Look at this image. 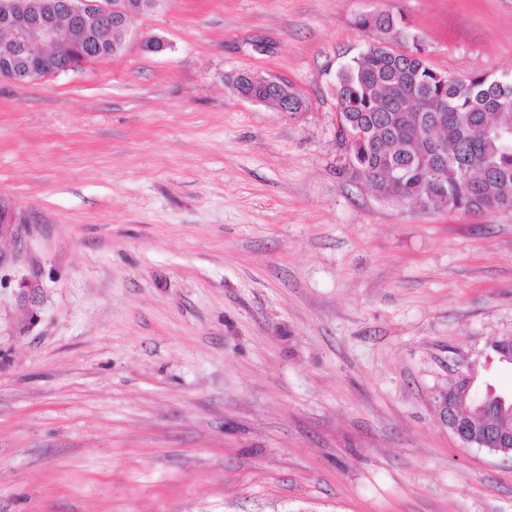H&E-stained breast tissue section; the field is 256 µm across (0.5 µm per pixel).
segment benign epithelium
Returning <instances> with one entry per match:
<instances>
[{"label": "benign epithelium", "mask_w": 512, "mask_h": 512, "mask_svg": "<svg viewBox=\"0 0 512 512\" xmlns=\"http://www.w3.org/2000/svg\"><path fill=\"white\" fill-rule=\"evenodd\" d=\"M162 0H0V57L10 65L12 80L58 74L73 70L98 51L96 34L112 33V54L123 46L129 20L151 11ZM68 44L74 59L66 66L56 63V51ZM236 93L253 102H273L281 112L288 105L304 106L300 93L288 82L252 72H240L229 79ZM28 215L7 199H0V237L22 242ZM472 388V377L461 373L450 387L437 395L441 422L466 448H486L512 452V432L495 424V419L512 413V398L503 395L484 400L477 410L486 421L478 426L458 412V398Z\"/></svg>", "instance_id": "1"}]
</instances>
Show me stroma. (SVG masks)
Instances as JSON below:
<instances>
[{"instance_id": "35a3bbf8", "label": "stroma", "mask_w": 512, "mask_h": 512, "mask_svg": "<svg viewBox=\"0 0 512 512\" xmlns=\"http://www.w3.org/2000/svg\"><path fill=\"white\" fill-rule=\"evenodd\" d=\"M398 12L431 68L512 72V0H162L117 55L0 79L31 217L0 238V512H512V456L435 402L468 370L512 392V212L341 160L336 75ZM228 82L241 98L259 103L273 102L281 112H288V105L291 103H299L298 112L304 106V100L296 88L278 78L240 72ZM247 86H251L253 91L247 92Z\"/></svg>"}]
</instances>
